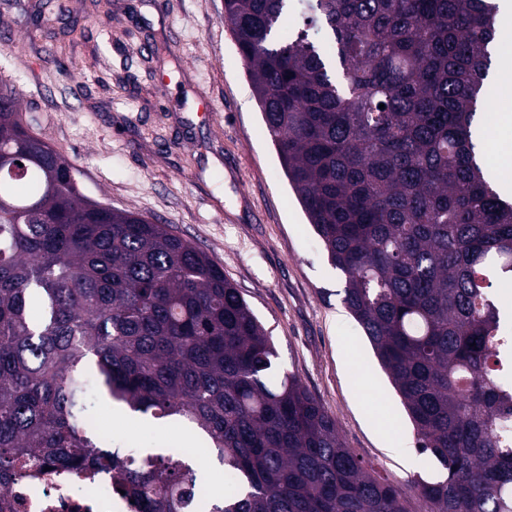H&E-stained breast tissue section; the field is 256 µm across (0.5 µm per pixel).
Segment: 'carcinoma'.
<instances>
[{
	"mask_svg": "<svg viewBox=\"0 0 512 512\" xmlns=\"http://www.w3.org/2000/svg\"><path fill=\"white\" fill-rule=\"evenodd\" d=\"M496 16L493 0H224L288 184L438 463L411 481L432 512H512L492 295L512 282V203L473 125ZM74 172L1 87L0 491L50 467L112 475L138 512H405L214 259ZM91 373L101 400L207 438L232 491L200 496L204 465L97 435Z\"/></svg>",
	"mask_w": 512,
	"mask_h": 512,
	"instance_id": "obj_1",
	"label": "carcinoma"
}]
</instances>
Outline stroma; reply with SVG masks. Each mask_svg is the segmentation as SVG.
Returning a JSON list of instances; mask_svg holds the SVG:
<instances>
[{"label":"stroma","mask_w":512,"mask_h":512,"mask_svg":"<svg viewBox=\"0 0 512 512\" xmlns=\"http://www.w3.org/2000/svg\"><path fill=\"white\" fill-rule=\"evenodd\" d=\"M40 2L0 0V83L20 97L34 133L74 163L85 195L170 225L216 260L346 447L404 488L406 512H430L409 488L430 461L282 172L224 0H67L50 29L29 15ZM379 416L394 419L390 434ZM94 417L135 452L177 454L188 444L179 423L147 424L105 403Z\"/></svg>","instance_id":"stroma-1"}]
</instances>
